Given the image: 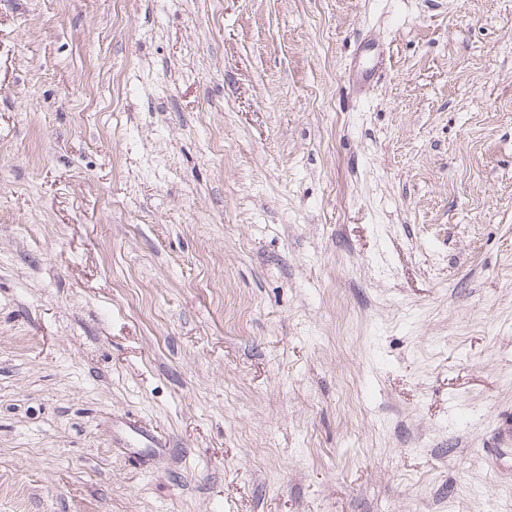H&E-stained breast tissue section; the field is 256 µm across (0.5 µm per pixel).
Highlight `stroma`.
I'll return each instance as SVG.
<instances>
[{
	"label": "stroma",
	"instance_id": "obj_1",
	"mask_svg": "<svg viewBox=\"0 0 512 512\" xmlns=\"http://www.w3.org/2000/svg\"><path fill=\"white\" fill-rule=\"evenodd\" d=\"M508 416L512 0H0V512H512ZM124 426L130 447H132L133 444L140 445L143 448H148V451L152 452L154 455H160L170 447V442L150 429L127 423H125Z\"/></svg>",
	"mask_w": 512,
	"mask_h": 512
}]
</instances>
